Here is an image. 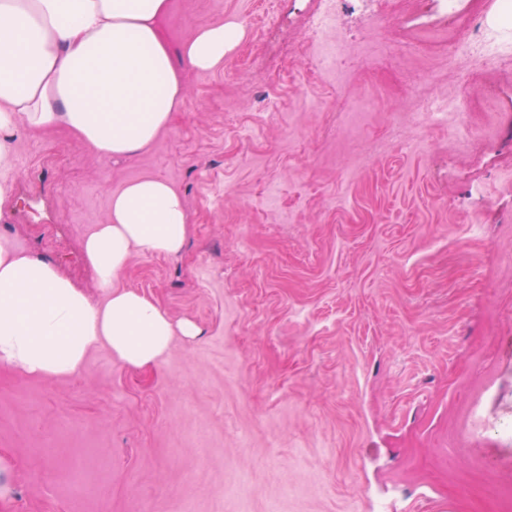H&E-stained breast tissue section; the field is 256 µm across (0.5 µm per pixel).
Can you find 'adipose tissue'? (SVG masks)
Masks as SVG:
<instances>
[{
  "instance_id": "adipose-tissue-1",
  "label": "adipose tissue",
  "mask_w": 512,
  "mask_h": 512,
  "mask_svg": "<svg viewBox=\"0 0 512 512\" xmlns=\"http://www.w3.org/2000/svg\"><path fill=\"white\" fill-rule=\"evenodd\" d=\"M169 8V0H0V198L11 190L18 127L63 125L96 155L116 158L169 126L185 94L183 67L218 68L240 36L218 22L172 47L162 27ZM187 232L184 198L168 180L124 185L83 241L96 303L54 263L0 235V363L34 379L70 376L102 345L131 369L157 366L174 336L200 330L119 277L133 251L179 255Z\"/></svg>"
}]
</instances>
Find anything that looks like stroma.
Instances as JSON below:
<instances>
[{"label":"stroma","mask_w":512,"mask_h":512,"mask_svg":"<svg viewBox=\"0 0 512 512\" xmlns=\"http://www.w3.org/2000/svg\"><path fill=\"white\" fill-rule=\"evenodd\" d=\"M319 0H170L177 46L242 35L144 151L105 159L67 127L19 129L0 233L92 300L82 243L145 176L183 195L176 257L121 286L202 329L150 372L101 346L72 376L0 364V512H512V44L448 58L417 0L342 12L343 79L318 64ZM405 52L363 66L380 43ZM437 83L407 86L412 73ZM341 82L340 93L331 85ZM472 134L453 133L459 86ZM437 95L445 123L419 120ZM372 111H352L361 97ZM399 126L404 141L392 140Z\"/></svg>","instance_id":"35a3bbf8"}]
</instances>
